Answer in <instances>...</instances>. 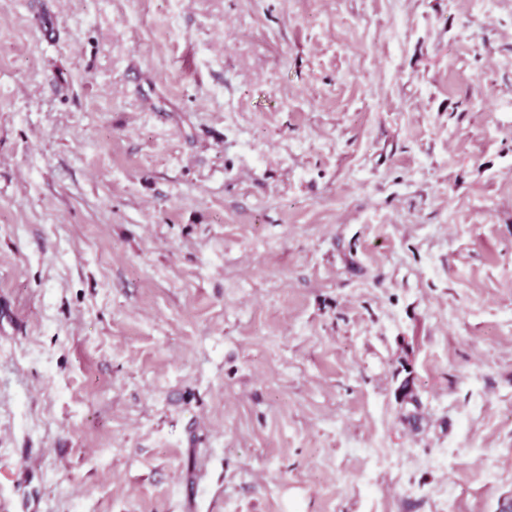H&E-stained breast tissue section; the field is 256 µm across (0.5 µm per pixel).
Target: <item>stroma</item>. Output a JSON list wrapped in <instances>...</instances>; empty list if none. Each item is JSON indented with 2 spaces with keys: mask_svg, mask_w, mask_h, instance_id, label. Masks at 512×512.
I'll use <instances>...</instances> for the list:
<instances>
[{
  "mask_svg": "<svg viewBox=\"0 0 512 512\" xmlns=\"http://www.w3.org/2000/svg\"><path fill=\"white\" fill-rule=\"evenodd\" d=\"M1 498L504 512L512 0H0Z\"/></svg>",
  "mask_w": 512,
  "mask_h": 512,
  "instance_id": "stroma-1",
  "label": "stroma"
}]
</instances>
